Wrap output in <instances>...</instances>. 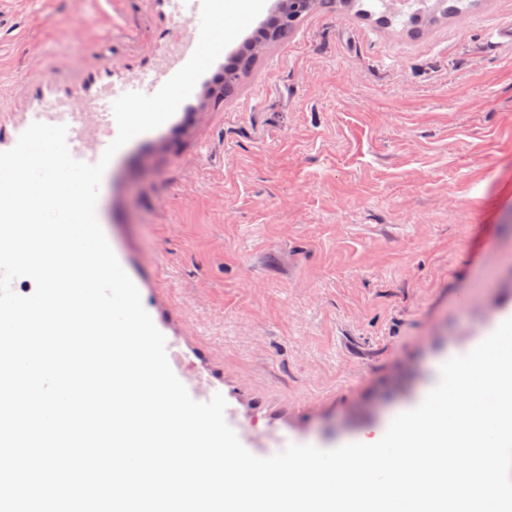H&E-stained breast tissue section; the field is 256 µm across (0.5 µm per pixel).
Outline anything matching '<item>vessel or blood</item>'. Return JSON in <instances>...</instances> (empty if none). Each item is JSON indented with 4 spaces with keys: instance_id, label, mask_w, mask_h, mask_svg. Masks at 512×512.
Returning a JSON list of instances; mask_svg holds the SVG:
<instances>
[{
    "instance_id": "b4317fda",
    "label": "vessel or blood",
    "mask_w": 512,
    "mask_h": 512,
    "mask_svg": "<svg viewBox=\"0 0 512 512\" xmlns=\"http://www.w3.org/2000/svg\"><path fill=\"white\" fill-rule=\"evenodd\" d=\"M30 121L66 125L67 145L74 159L87 163L99 160L112 141L115 124L110 112H33Z\"/></svg>"
}]
</instances>
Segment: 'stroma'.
<instances>
[{"label": "stroma", "mask_w": 512, "mask_h": 512, "mask_svg": "<svg viewBox=\"0 0 512 512\" xmlns=\"http://www.w3.org/2000/svg\"><path fill=\"white\" fill-rule=\"evenodd\" d=\"M469 34L459 37L461 23ZM409 32L335 5L231 97L113 162L103 231L182 368L242 431L333 449L389 425L512 318V0ZM193 29L167 0H6L0 143L152 80Z\"/></svg>", "instance_id": "1"}]
</instances>
